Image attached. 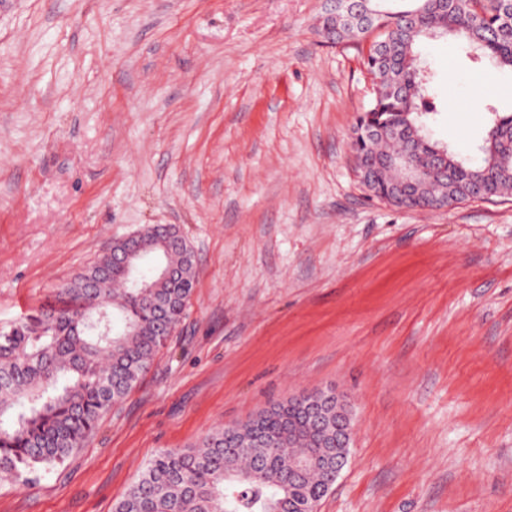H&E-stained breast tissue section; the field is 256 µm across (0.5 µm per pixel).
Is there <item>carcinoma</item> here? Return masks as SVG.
Wrapping results in <instances>:
<instances>
[{
  "label": "carcinoma",
  "mask_w": 512,
  "mask_h": 512,
  "mask_svg": "<svg viewBox=\"0 0 512 512\" xmlns=\"http://www.w3.org/2000/svg\"><path fill=\"white\" fill-rule=\"evenodd\" d=\"M385 0H359L358 23L340 21L346 4L326 0L320 33L331 44L370 42L363 64L381 91L356 119L355 170L370 196L388 204L398 173L378 165L402 129H416L410 141L428 181L408 208H431L441 198L463 203L512 194V113L495 100L483 101L490 115L472 159L429 138L430 124L446 110L434 92L435 73L416 52L423 38L460 40L471 62L488 59L512 72V0H409L406 9L384 8ZM448 151V168H432L430 148ZM138 253L154 266L151 276L130 275L112 266V252ZM173 276L159 278L160 263ZM193 251L174 224H153L132 238L113 242L87 271L42 307L0 331V472L19 479L38 467L63 462L82 446L102 415L120 402L155 361L168 340L161 322L179 324L195 288ZM293 407L279 405L231 428L224 447L219 428L200 445L159 452L115 502L113 512H288V469L297 464L290 449L288 420ZM268 447H250L255 426ZM322 474L306 472L303 489L321 499Z\"/></svg>",
  "instance_id": "cac0c4a2"
}]
</instances>
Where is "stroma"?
I'll list each match as a JSON object with an SVG mask.
<instances>
[{"label": "stroma", "mask_w": 512, "mask_h": 512, "mask_svg": "<svg viewBox=\"0 0 512 512\" xmlns=\"http://www.w3.org/2000/svg\"><path fill=\"white\" fill-rule=\"evenodd\" d=\"M322 4L0 0V328L146 225L196 260L154 365L0 512H112L159 451L326 388L355 440L318 512H512V199L369 197L366 46L327 44ZM419 51L456 105L434 138L476 155L512 73Z\"/></svg>", "instance_id": "1"}]
</instances>
